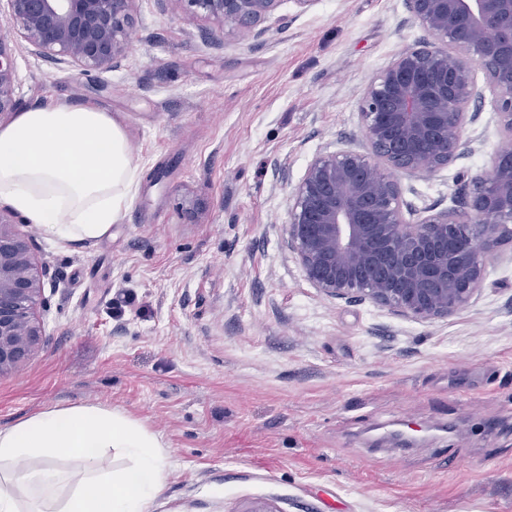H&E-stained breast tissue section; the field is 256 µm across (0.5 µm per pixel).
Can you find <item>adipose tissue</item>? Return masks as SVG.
<instances>
[{
	"label": "adipose tissue",
	"mask_w": 512,
	"mask_h": 512,
	"mask_svg": "<svg viewBox=\"0 0 512 512\" xmlns=\"http://www.w3.org/2000/svg\"><path fill=\"white\" fill-rule=\"evenodd\" d=\"M141 177L123 124L101 109L50 104L0 123V203L48 235L92 243L127 209ZM128 466L113 470L107 454ZM61 457L84 476L63 500ZM167 456L143 423L99 404L59 406L0 427V512H151Z\"/></svg>",
	"instance_id": "ef3b65f1"
}]
</instances>
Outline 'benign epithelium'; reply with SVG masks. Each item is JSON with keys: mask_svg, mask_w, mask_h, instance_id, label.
<instances>
[{"mask_svg": "<svg viewBox=\"0 0 512 512\" xmlns=\"http://www.w3.org/2000/svg\"><path fill=\"white\" fill-rule=\"evenodd\" d=\"M138 0H0V115L19 108L14 39L78 74L126 58ZM214 20L243 40L278 20L282 0H158ZM432 37L374 74L359 102L370 152L317 155L288 201V236L309 282L326 295L368 300L431 321L468 305L488 258L512 242V0H406ZM484 74L479 86L476 71ZM508 137L491 173L461 187L463 209L426 207L411 224L388 171L433 175L469 149L486 95ZM0 214V375L34 353L44 326L47 266Z\"/></svg>", "mask_w": 512, "mask_h": 512, "instance_id": "obj_1", "label": "benign epithelium"}]
</instances>
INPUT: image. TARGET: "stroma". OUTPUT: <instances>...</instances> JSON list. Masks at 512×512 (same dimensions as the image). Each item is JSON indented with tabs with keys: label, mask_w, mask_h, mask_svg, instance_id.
Masks as SVG:
<instances>
[{
	"label": "stroma",
	"mask_w": 512,
	"mask_h": 512,
	"mask_svg": "<svg viewBox=\"0 0 512 512\" xmlns=\"http://www.w3.org/2000/svg\"><path fill=\"white\" fill-rule=\"evenodd\" d=\"M258 41L139 0L120 69L93 77L15 51L21 108L90 104L122 116L142 178L90 244L34 237L53 291L45 337L0 375V426L101 403L168 454L151 512H512V243L482 290L418 321L315 288L288 239V200L313 158L368 151L358 102L427 38L405 0H283ZM395 173L406 208L457 207L461 178Z\"/></svg>",
	"instance_id": "1"
}]
</instances>
